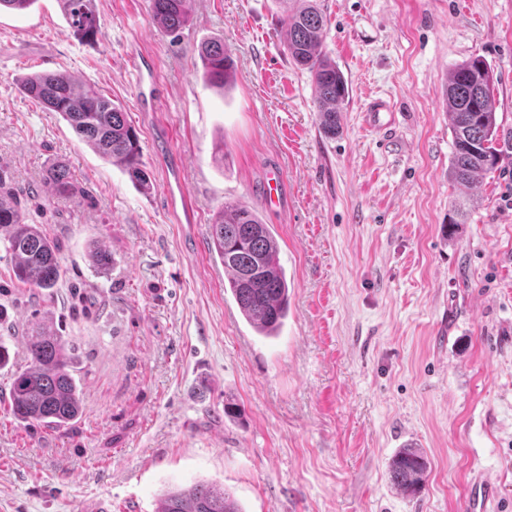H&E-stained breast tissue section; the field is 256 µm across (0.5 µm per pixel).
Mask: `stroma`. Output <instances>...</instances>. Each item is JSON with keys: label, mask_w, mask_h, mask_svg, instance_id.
<instances>
[{"label": "stroma", "mask_w": 512, "mask_h": 512, "mask_svg": "<svg viewBox=\"0 0 512 512\" xmlns=\"http://www.w3.org/2000/svg\"><path fill=\"white\" fill-rule=\"evenodd\" d=\"M315 3L348 81L333 138L284 47L279 0H191L176 38L149 0H95L93 43L70 35L58 0L0 12V169L41 187L61 162L81 186L25 203L60 245L55 288L17 285L0 239V512H157L196 482L224 486L242 512H466L481 481L512 512V166L479 179L456 223L445 96L455 65L482 56L512 130V0ZM213 38L234 60L223 93L198 54ZM44 71L123 107L150 193L18 93ZM375 98L392 110L378 129ZM273 172L277 213L261 201ZM227 202L257 207L279 243L278 337L258 335L224 288L208 226ZM94 242L112 253L107 275L88 264ZM44 316L83 394L60 429L17 423L3 399ZM407 445L429 461L415 497L388 470Z\"/></svg>", "instance_id": "obj_1"}]
</instances>
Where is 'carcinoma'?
Wrapping results in <instances>:
<instances>
[{
    "label": "carcinoma",
    "mask_w": 512,
    "mask_h": 512,
    "mask_svg": "<svg viewBox=\"0 0 512 512\" xmlns=\"http://www.w3.org/2000/svg\"><path fill=\"white\" fill-rule=\"evenodd\" d=\"M70 33L80 41L94 42L100 21L94 0H58ZM284 43L296 66L309 70L315 85L319 126L327 136L340 131V105L348 95L345 77L336 61L322 53L325 19L313 0H281ZM152 18L159 29L174 34L189 21V0H150ZM207 81L222 89L232 82L234 61L224 41L201 45ZM494 79L479 56H471L453 70L446 89L448 121L453 135L449 181L470 190L482 176L512 165V130L497 122ZM21 95L56 112L78 138L101 159L119 166L135 188L151 189L142 161L139 137L120 106L63 72H39L18 81ZM44 183L51 193L68 196L79 190L70 168H49ZM24 191L14 187L0 169V234L7 241L12 271L18 283L49 290L62 276L60 247L38 224H28L22 208ZM211 250L224 265L228 288L242 315L266 338L278 335L288 316V282L279 262V247L270 225L245 205L226 203L209 224ZM93 268L112 265V253L102 243L89 253ZM28 365L14 374L9 406L20 423L38 422L64 427L82 414L83 397L73 374L62 337L50 322L34 325L26 342ZM394 486L407 495L422 492L427 463L418 448H404L389 464ZM161 512H242L224 488L194 483L168 492Z\"/></svg>",
    "instance_id": "carcinoma-1"
}]
</instances>
